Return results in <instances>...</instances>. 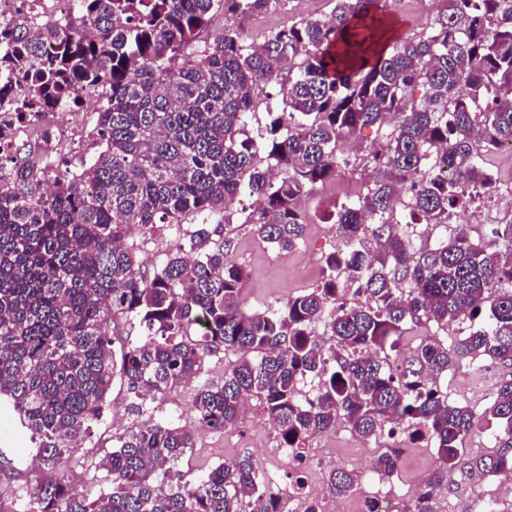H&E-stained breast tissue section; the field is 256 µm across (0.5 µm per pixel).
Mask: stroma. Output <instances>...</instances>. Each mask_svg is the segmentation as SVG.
<instances>
[{
	"mask_svg": "<svg viewBox=\"0 0 512 512\" xmlns=\"http://www.w3.org/2000/svg\"><path fill=\"white\" fill-rule=\"evenodd\" d=\"M332 7L331 0H288L285 6L267 13L236 18L235 24L245 40L258 42L270 30L289 26L299 18L329 15ZM437 9L436 0H395L389 10V18L398 36L406 37L420 31ZM362 187L358 175L345 171L309 193L304 239L288 252L279 251L261 240L251 225L245 224L241 203L232 204L234 222L224 226L223 235L232 242V257L249 274L244 290L247 309L262 310L281 305L289 297L318 285L322 277L323 256L342 246L329 213L336 200ZM500 375V368L491 360L484 359L476 369L464 365L449 370L442 375L439 384L447 391L450 401L470 406L480 414L488 406ZM126 405L125 387L121 381H114L108 408L95 426L92 440L84 446L86 459L101 457L109 449L113 434L130 425ZM276 445L275 436L266 425L258 402L252 399L244 406L235 428L221 433L199 431L189 463L195 471L201 472L218 462L248 453L286 492L291 488L286 471L271 453ZM308 446V480L313 484H326L330 470L335 468L362 472L355 495L343 500L345 507L352 512L358 497L369 494L378 481L371 471V462L383 452L382 442L363 440L343 424L334 431L310 438ZM434 454V449L426 446L403 454L399 473L386 482L397 498H411L432 470ZM41 476V468L31 460L27 434L19 423H5L0 428V498L10 499L19 485L35 482ZM477 493L482 494L486 502L495 504L498 512H512V501L503 499L499 493L497 477L469 471L464 465L449 470L447 480L434 495V510L470 512L471 500Z\"/></svg>",
	"mask_w": 512,
	"mask_h": 512,
	"instance_id": "stroma-1",
	"label": "stroma"
}]
</instances>
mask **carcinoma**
Instances as JSON below:
<instances>
[{
  "label": "carcinoma",
  "instance_id": "1",
  "mask_svg": "<svg viewBox=\"0 0 512 512\" xmlns=\"http://www.w3.org/2000/svg\"><path fill=\"white\" fill-rule=\"evenodd\" d=\"M78 2L64 23L0 17V98L20 78L16 111L77 107L83 86L102 98L87 172L45 178L36 145L0 166V403L46 470L19 490V507L0 512H279L250 455L199 475L184 468L194 431L160 413L168 391L229 351L238 358L224 382L193 390L200 428L235 426L254 397L281 448L302 449L339 422L365 439L422 429L434 469L405 512H434L433 489L482 420L499 451L466 465L512 472V217L493 226L489 246L448 227L473 190H498L488 157L512 145V0H442L420 32L384 45L386 0H334L330 16L251 43L233 19L288 0ZM220 8L222 32L195 45ZM275 96L259 139L247 136L259 104ZM365 127L383 131L362 151L373 176L366 192L334 203L342 248L323 257L320 283L246 309L248 274L207 221L222 213L231 223L226 201L246 197L257 207L245 223L293 250L307 224L298 201L350 167L339 144ZM160 224L184 243L148 276L141 247ZM414 224L447 232L417 249ZM462 315L482 325L453 348L427 337L396 353L409 327L445 330ZM121 318L143 338L122 342L117 356ZM486 357L502 373L478 415L448 401L438 379ZM309 375L316 388L303 392ZM117 377L134 420L95 465L105 475L91 494L69 472ZM399 468L393 452L372 463L381 479ZM360 480L335 469L329 490L343 497Z\"/></svg>",
  "mask_w": 512,
  "mask_h": 512
}]
</instances>
